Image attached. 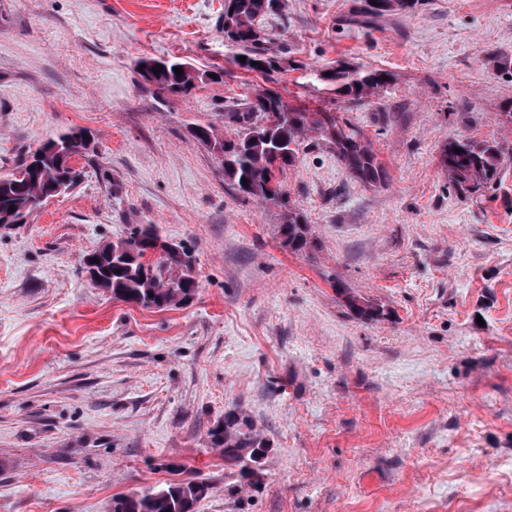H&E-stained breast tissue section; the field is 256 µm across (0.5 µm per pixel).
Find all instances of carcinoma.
<instances>
[{
	"instance_id": "cac0c4a2",
	"label": "carcinoma",
	"mask_w": 512,
	"mask_h": 512,
	"mask_svg": "<svg viewBox=\"0 0 512 512\" xmlns=\"http://www.w3.org/2000/svg\"><path fill=\"white\" fill-rule=\"evenodd\" d=\"M420 0H366L364 13L382 14L395 9L412 10ZM282 0H224V42L236 51L235 57H246L240 67L270 78L280 70L277 51L263 37L259 22L282 11ZM162 65L159 74L139 69L142 79L159 94L186 97L198 82L223 72L200 71L176 57ZM180 67L178 75L174 68ZM323 83L333 87L337 95L359 102L378 94L391 82V74L380 69H364L340 64L327 76L318 74ZM267 116L265 127L252 126L253 114ZM225 123L235 127L233 137L219 139L213 131L198 127L195 137L222 156L224 179L233 183L240 195L284 208L280 225L283 243L291 251H309L317 246L304 215L288 205L278 175L292 166L299 147L306 140L327 146L339 160L347 175L363 184L375 186L386 182L385 166L370 142L357 127L340 125L329 112H307L288 106L279 91L263 89L244 104V108L224 113ZM88 131L71 127L68 131L42 141L17 168L0 173V223L4 215L27 218L46 204V190L52 185L73 188L79 173L72 160L86 150ZM461 152L456 153L454 149ZM502 164V147L496 141L453 138L440 153L442 174L460 194L475 193L497 178ZM248 185H243L242 180ZM15 210H10V207ZM165 239L152 224H135L127 235L105 243L91 252L101 258L96 286L112 293V298L135 303L143 308L168 310L188 304L195 296L198 283L193 276V260L187 250L182 255L164 250ZM351 309L360 318L378 321L381 308L359 303L347 296ZM212 441L224 449V457L242 458L247 448H259L246 420L227 417L212 432ZM208 486L194 479L166 482L153 489L132 492L113 498L112 512H194L196 502L207 494Z\"/></svg>"
}]
</instances>
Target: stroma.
<instances>
[{
  "label": "stroma",
  "instance_id": "stroma-1",
  "mask_svg": "<svg viewBox=\"0 0 512 512\" xmlns=\"http://www.w3.org/2000/svg\"><path fill=\"white\" fill-rule=\"evenodd\" d=\"M362 0H285L266 17L289 106L368 138L385 184L303 147L281 208L243 197L195 127L265 86L224 42V0H0V169L70 127L82 178L0 235V512H111L113 497L196 479V512H512V0H422L363 23ZM176 56L220 82L167 100L136 64ZM388 71L351 104L319 70ZM495 140L496 184L443 177L452 138ZM155 225L194 258L187 306L114 300L86 254ZM384 310L359 318L347 296ZM247 419L263 450L211 432Z\"/></svg>",
  "mask_w": 512,
  "mask_h": 512
}]
</instances>
